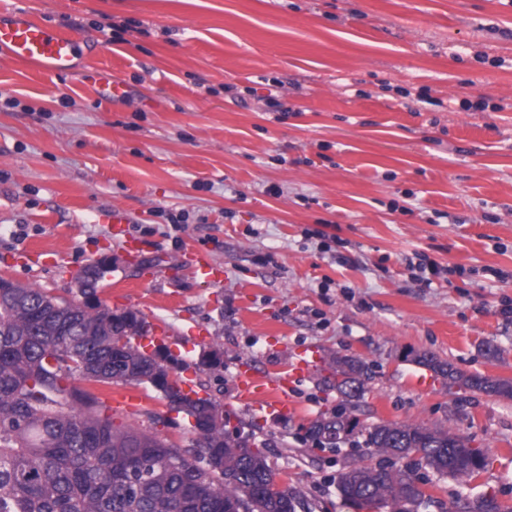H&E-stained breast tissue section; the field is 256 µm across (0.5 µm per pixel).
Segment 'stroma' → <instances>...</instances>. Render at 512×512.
Listing matches in <instances>:
<instances>
[{"mask_svg": "<svg viewBox=\"0 0 512 512\" xmlns=\"http://www.w3.org/2000/svg\"><path fill=\"white\" fill-rule=\"evenodd\" d=\"M7 2L77 34L84 54L54 75L0 52V277L73 299L103 259L112 310L178 336L206 326L178 375L220 399L226 432L299 490L297 512H381L341 499L349 444L310 437L338 403L320 374L286 417L236 400L237 363L283 372L306 347L371 366L360 420L437 424L485 449L470 484L429 473L419 512L485 494L512 510V399L419 386L423 367L402 359L429 351L512 381V0ZM102 68L128 98L98 100ZM114 208L140 264L110 238ZM29 245L46 256L13 265ZM195 252L221 283L194 272ZM419 261L438 268L430 284ZM152 412L159 438L191 445L184 414L159 398Z\"/></svg>", "mask_w": 512, "mask_h": 512, "instance_id": "obj_1", "label": "stroma"}]
</instances>
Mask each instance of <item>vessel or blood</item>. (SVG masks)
Returning a JSON list of instances; mask_svg holds the SVG:
<instances>
[{
  "label": "vessel or blood",
  "instance_id": "b4317fda",
  "mask_svg": "<svg viewBox=\"0 0 512 512\" xmlns=\"http://www.w3.org/2000/svg\"><path fill=\"white\" fill-rule=\"evenodd\" d=\"M0 50L15 60L34 64L55 74L71 72L75 61L83 55L82 42L75 34L47 25L29 14L5 8L0 10ZM95 83L99 100L109 101L126 94L124 84L113 76L111 70H99ZM109 222L113 238L123 242L128 258L137 259L141 244L126 235V212L112 210ZM206 339L207 331L203 328L189 338L175 337L163 325L153 323L139 344L144 348L156 343L186 349ZM320 363V355L304 356L295 362L291 372L277 376L246 365L240 366L234 376L236 399L245 406L264 407L273 415H290L296 408L293 391L297 381L315 373ZM99 399L109 409L129 416L138 415L145 403L141 392L134 389H106L100 392Z\"/></svg>",
  "mask_w": 512,
  "mask_h": 512
}]
</instances>
